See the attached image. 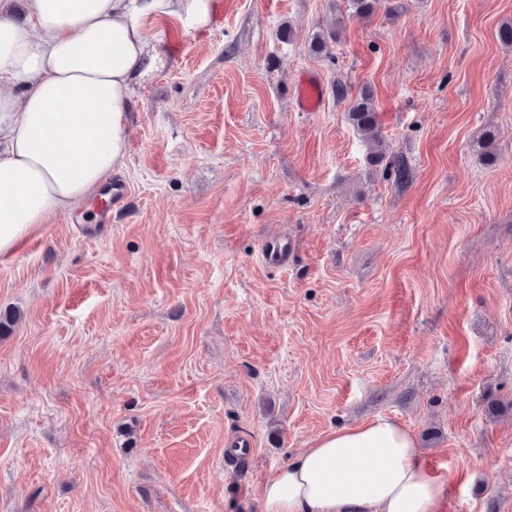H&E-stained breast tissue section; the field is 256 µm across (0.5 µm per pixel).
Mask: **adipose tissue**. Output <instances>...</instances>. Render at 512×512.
<instances>
[{
    "instance_id": "adipose-tissue-1",
    "label": "adipose tissue",
    "mask_w": 512,
    "mask_h": 512,
    "mask_svg": "<svg viewBox=\"0 0 512 512\" xmlns=\"http://www.w3.org/2000/svg\"><path fill=\"white\" fill-rule=\"evenodd\" d=\"M210 0H0V256L125 158L135 87L165 65L158 25ZM448 476L390 417L329 430L269 478L265 512H442Z\"/></svg>"
}]
</instances>
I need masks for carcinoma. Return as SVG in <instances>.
I'll return each mask as SVG.
<instances>
[{"label": "carcinoma", "instance_id": "carcinoma-1", "mask_svg": "<svg viewBox=\"0 0 512 512\" xmlns=\"http://www.w3.org/2000/svg\"><path fill=\"white\" fill-rule=\"evenodd\" d=\"M336 97L341 100H350L347 111L348 120L354 130L368 145L369 162L383 168V171L401 181L408 175L404 160L388 154L384 137L378 122L377 112L374 109L373 97L367 90L352 94V88L346 83L336 82Z\"/></svg>", "mask_w": 512, "mask_h": 512}]
</instances>
